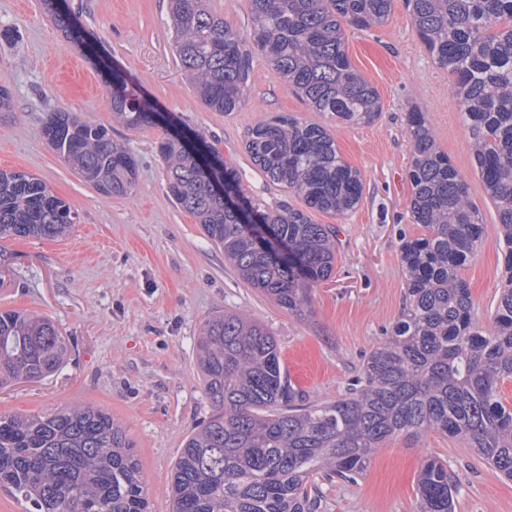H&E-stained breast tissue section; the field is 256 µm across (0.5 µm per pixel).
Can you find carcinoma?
<instances>
[{
	"label": "carcinoma",
	"mask_w": 512,
	"mask_h": 512,
	"mask_svg": "<svg viewBox=\"0 0 512 512\" xmlns=\"http://www.w3.org/2000/svg\"><path fill=\"white\" fill-rule=\"evenodd\" d=\"M252 42L212 12L207 0H170L174 50L202 103L230 115L245 103L255 52L314 112L361 125L375 122L376 90L350 63L346 27L384 23L394 0H249ZM428 54L452 78L472 139V162L498 214L506 281L489 324L474 317L462 270L483 242L484 222L465 176L437 146L426 114L407 113L412 144L410 213L420 228L400 259L406 305L390 336L367 355L348 394L315 403L288 382L273 333L241 313L221 312L200 328L196 365L212 407L172 470L170 512H318L320 478L355 482L394 436L438 432L463 441L512 480V0H405ZM41 7L68 42L82 33L56 0ZM112 112L131 128L159 117L121 76L108 86ZM44 137L101 193L125 196L138 164L108 129L55 111ZM244 148L266 181L285 191L271 206L247 192L235 168L210 149L212 177L177 135L160 142L166 185L245 283L300 318L313 284L336 259L333 224L363 194L361 172L340 155L327 126L283 112L246 133ZM237 192L248 210L225 205ZM300 197L297 209L288 196ZM77 215L46 183L0 171V241L57 239ZM69 340L46 316L0 312V388L45 378L64 363ZM0 487L36 512H148V489L122 425L80 404L41 415H0ZM460 479L448 463L425 460L417 512H455Z\"/></svg>",
	"instance_id": "1"
}]
</instances>
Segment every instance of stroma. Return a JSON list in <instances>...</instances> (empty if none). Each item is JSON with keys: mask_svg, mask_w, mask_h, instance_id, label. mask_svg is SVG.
<instances>
[{"mask_svg": "<svg viewBox=\"0 0 512 512\" xmlns=\"http://www.w3.org/2000/svg\"><path fill=\"white\" fill-rule=\"evenodd\" d=\"M83 33L64 42L39 0H0V86L13 109L0 112V170L35 175L78 214L67 237L9 239L11 266L0 272V310L50 317L73 344L48 378L0 391V414H42L77 403L119 420L149 492L150 512H169L172 467L190 432L212 413L195 361L203 322L243 312L276 337L291 384L309 401L343 396L366 355L385 341L405 306L399 247L417 235L408 209L411 141L406 114L425 112L440 150L469 184L482 212L484 242L464 268L475 313L488 320L501 286L496 208L471 165L472 142L450 89L451 77L427 54L404 0L388 20L347 33L353 67L373 86L382 112L370 125L339 124L313 112L255 55L244 105L231 115L208 109L171 48L168 0H64ZM168 113L171 123L128 128L112 119L104 67ZM73 112L106 126L138 162L130 195L98 192L48 145L50 112ZM275 112L327 124L343 159L364 179L362 198L336 225V262L311 291L313 314L300 319L239 279L195 218L166 194L157 145L173 128L201 133L235 167L244 188L265 201L283 191L268 184L243 148L246 130ZM446 461L461 480L456 512H512V480L462 441L431 432L388 439L362 478L321 483L319 512H416V481L426 458Z\"/></svg>", "mask_w": 512, "mask_h": 512, "instance_id": "35a3bbf8", "label": "stroma"}]
</instances>
